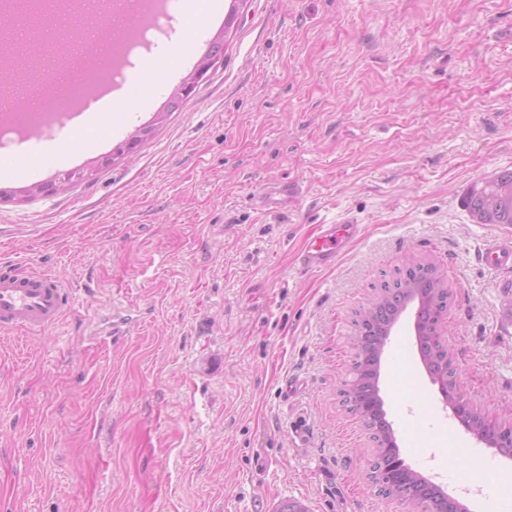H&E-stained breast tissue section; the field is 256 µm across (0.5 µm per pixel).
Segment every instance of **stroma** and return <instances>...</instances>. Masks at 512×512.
I'll return each instance as SVG.
<instances>
[{"instance_id": "obj_1", "label": "stroma", "mask_w": 512, "mask_h": 512, "mask_svg": "<svg viewBox=\"0 0 512 512\" xmlns=\"http://www.w3.org/2000/svg\"><path fill=\"white\" fill-rule=\"evenodd\" d=\"M192 36L183 0L129 56L182 60L93 149L53 126L0 141L52 180L152 121L237 6L224 64L124 162L49 196L0 202V263L68 281L45 330L0 333V512H419L368 479L374 443L340 403L351 322L411 263L453 299L441 323L457 377L512 426V330L499 311L512 268L482 266L499 232L461 200L512 171V0H219ZM289 184V198L270 201ZM360 236L335 266L296 253L320 224ZM125 308L127 336L97 333ZM300 382L286 392L289 380ZM380 386L405 464L469 512L511 500L449 467L465 430L443 407L406 312ZM305 424L307 440L294 439Z\"/></svg>"}]
</instances>
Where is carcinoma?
<instances>
[{
  "label": "carcinoma",
  "mask_w": 512,
  "mask_h": 512,
  "mask_svg": "<svg viewBox=\"0 0 512 512\" xmlns=\"http://www.w3.org/2000/svg\"><path fill=\"white\" fill-rule=\"evenodd\" d=\"M465 208L477 224H502L512 226V171L495 174L472 185L463 199ZM423 290L427 309L421 311L418 330L423 353L429 358L431 370L447 379L448 390L454 391L459 384L456 370L435 324L448 306L451 293L432 265L417 264L398 272V277L385 284L372 307L353 319L356 339L355 359L352 364L353 379L347 388L340 390L341 403L349 411L359 413L371 400V383L374 359L381 352L380 339L387 323L398 312L404 290ZM366 427L374 440L387 430L385 418L378 414L364 416ZM371 478L380 493L410 502L423 512H436L440 504L432 497L420 495L418 477L409 473L398 484L391 482L381 458L371 465Z\"/></svg>",
  "instance_id": "carcinoma-1"
}]
</instances>
